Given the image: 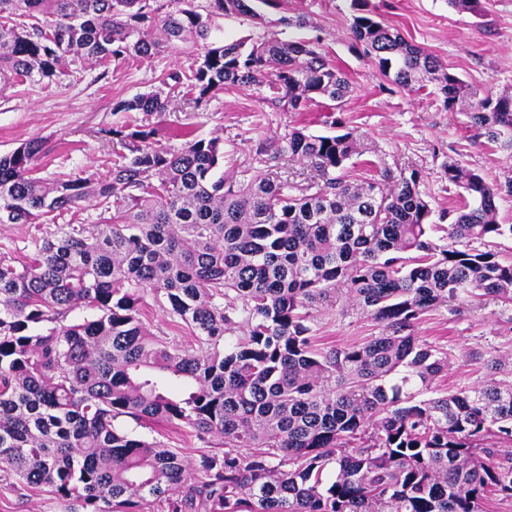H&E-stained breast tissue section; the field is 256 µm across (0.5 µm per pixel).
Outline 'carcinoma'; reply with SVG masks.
<instances>
[{
	"label": "carcinoma",
	"mask_w": 512,
	"mask_h": 512,
	"mask_svg": "<svg viewBox=\"0 0 512 512\" xmlns=\"http://www.w3.org/2000/svg\"><path fill=\"white\" fill-rule=\"evenodd\" d=\"M270 0H0V95L52 81L73 58L107 67L128 56L186 54L198 104L226 87L268 85L299 111L342 102L347 75L319 40L276 34L213 41L216 20L261 19ZM363 55L410 91L436 85L446 107L471 100L478 135L512 157V94L484 93L350 0ZM159 90L117 112L160 114ZM134 127L130 155L104 180L35 176L46 142L0 155V224L101 209L90 224H58L29 261H0V471L48 488L61 512H482L512 499V383L500 357L477 353L486 379L457 390L436 379L452 354L415 334L440 308L512 305V262L488 249L510 236L496 198L505 183L448 166L461 189L444 236L417 171L355 184L336 175L357 151L352 133L285 136L316 176L224 173L223 140L190 130L155 140ZM195 336L182 349L141 320L144 296ZM350 303L383 325L363 343L319 348L311 310ZM93 315L68 324L73 309ZM130 418L224 438L190 482L182 454L131 436Z\"/></svg>",
	"instance_id": "carcinoma-1"
}]
</instances>
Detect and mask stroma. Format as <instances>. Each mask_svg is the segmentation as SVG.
Here are the masks:
<instances>
[{
    "label": "stroma",
    "instance_id": "obj_1",
    "mask_svg": "<svg viewBox=\"0 0 512 512\" xmlns=\"http://www.w3.org/2000/svg\"><path fill=\"white\" fill-rule=\"evenodd\" d=\"M380 17L394 25L410 42L436 55L450 72L479 90L512 92V0H483L478 11H457L448 0H370ZM263 22L227 17L219 22L226 38L260 36L272 31L282 38L320 39L335 65L348 76L352 93L339 108L320 98L306 109L289 111L283 99L268 88L239 86L194 104L182 92L168 95L167 112L146 115L117 112V101L160 87L165 72L176 66L173 57H132L113 62L109 69L67 61L59 79L49 84L27 82L0 98V154L12 152L33 138L46 141L48 152L39 175L54 179L65 173L102 180L119 161L124 149L113 144L112 130L129 125L160 127L159 140L169 145L173 131L185 128L197 136L219 134L224 140V171L232 174L275 171L299 184L314 171L309 161L284 152V137L292 128L320 135L329 133L325 116L336 119L338 132H354L363 153L347 161L350 178H379L384 170H416L420 189L435 212L453 210L457 189L448 183V167L458 164L489 178H512V158L489 145L470 128L462 106L446 108L441 96L413 92L392 84L362 54L350 30L349 0H274L262 7ZM305 16L304 28H288L284 16ZM94 209L65 212L36 224H0V261L26 263L43 238L59 224L95 221ZM311 323L318 346L349 345L380 335L382 327L360 310L320 307ZM142 319L152 331L163 332L178 345L191 349L190 330L169 315L165 300L146 295ZM416 333L430 343L449 349L456 359L440 380L459 388L481 380L470 356L491 352L512 359V306L493 301L460 305L428 313ZM119 426L132 436L158 440L177 449L189 469L201 455L220 453L223 439L195 436L191 428L163 422L139 425L122 418ZM0 512H60L47 492H32L12 478L0 476Z\"/></svg>",
    "mask_w": 512,
    "mask_h": 512
}]
</instances>
